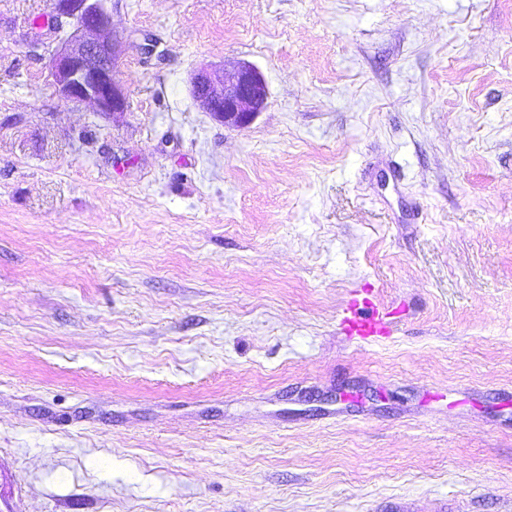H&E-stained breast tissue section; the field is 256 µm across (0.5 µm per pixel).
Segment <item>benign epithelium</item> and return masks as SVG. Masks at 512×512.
<instances>
[{
	"label": "benign epithelium",
	"mask_w": 512,
	"mask_h": 512,
	"mask_svg": "<svg viewBox=\"0 0 512 512\" xmlns=\"http://www.w3.org/2000/svg\"><path fill=\"white\" fill-rule=\"evenodd\" d=\"M54 25L32 39L52 38L49 85L74 104L90 103L103 116L129 108L126 86L117 73L122 41L112 33L111 10L104 0H52ZM191 95L200 108L227 127L245 128L264 111L268 89L259 70L242 64L231 73L196 71Z\"/></svg>",
	"instance_id": "1"
}]
</instances>
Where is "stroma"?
<instances>
[{
    "label": "stroma",
    "mask_w": 512,
    "mask_h": 512,
    "mask_svg": "<svg viewBox=\"0 0 512 512\" xmlns=\"http://www.w3.org/2000/svg\"><path fill=\"white\" fill-rule=\"evenodd\" d=\"M50 3L0 0V512H512V0H107L112 117ZM243 62L237 129L189 78ZM54 25L31 38L53 36L49 52V85L55 95L74 104L90 103L95 112L114 116L126 112L129 97L117 73L122 41L112 30L111 10L102 0H54ZM191 95L203 112L227 127L245 128L267 106L268 89L259 70L242 64L231 73L196 71L190 81ZM390 313L370 299L354 301L343 311L342 323L346 331L356 336H381L389 332Z\"/></svg>",
    "instance_id": "1"
}]
</instances>
